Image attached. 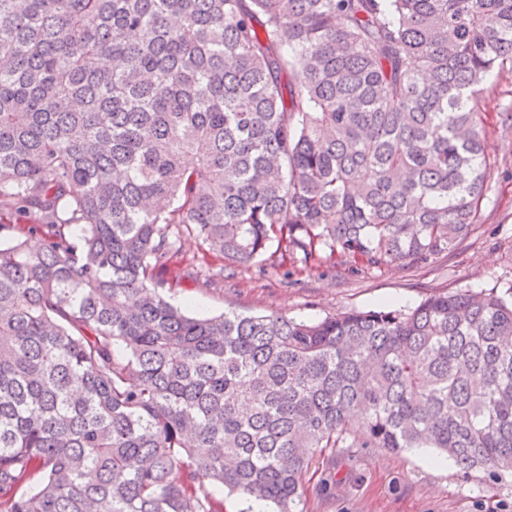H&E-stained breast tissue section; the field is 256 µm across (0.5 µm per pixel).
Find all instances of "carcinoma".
I'll return each instance as SVG.
<instances>
[{"label":"carcinoma","mask_w":512,"mask_h":512,"mask_svg":"<svg viewBox=\"0 0 512 512\" xmlns=\"http://www.w3.org/2000/svg\"><path fill=\"white\" fill-rule=\"evenodd\" d=\"M508 63L512 0H0V512H303L334 448L512 475V281L306 322L192 316L157 277L184 237L453 248Z\"/></svg>","instance_id":"cac0c4a2"}]
</instances>
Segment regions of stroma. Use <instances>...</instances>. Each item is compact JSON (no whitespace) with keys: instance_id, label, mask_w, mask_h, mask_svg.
<instances>
[{"instance_id":"stroma-1","label":"stroma","mask_w":512,"mask_h":512,"mask_svg":"<svg viewBox=\"0 0 512 512\" xmlns=\"http://www.w3.org/2000/svg\"><path fill=\"white\" fill-rule=\"evenodd\" d=\"M486 122L490 187L474 231L427 262L393 269H349L321 255L310 264L265 261L249 265L210 259L222 279L185 275L199 252L181 242L175 262L161 273L166 298L191 315L225 311L278 314L316 321L349 310L413 306L427 296L491 288L512 278V71L491 74L476 100ZM304 512H512V479H463L457 466L429 448L393 453L380 448L340 449L314 460L305 479Z\"/></svg>"}]
</instances>
